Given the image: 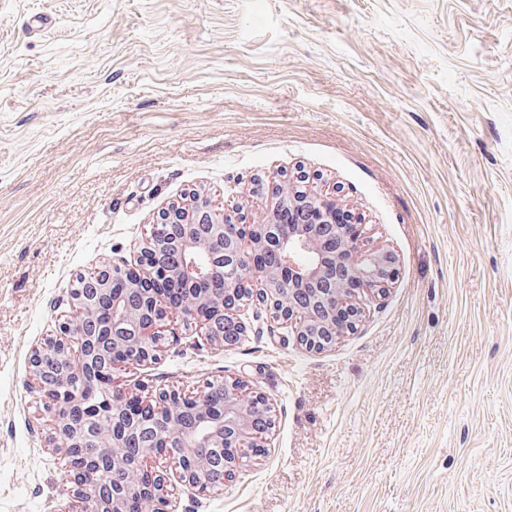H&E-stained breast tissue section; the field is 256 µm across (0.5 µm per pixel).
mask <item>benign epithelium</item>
<instances>
[{"label":"benign epithelium","mask_w":512,"mask_h":512,"mask_svg":"<svg viewBox=\"0 0 512 512\" xmlns=\"http://www.w3.org/2000/svg\"><path fill=\"white\" fill-rule=\"evenodd\" d=\"M250 193L266 198V213L258 224L247 222L240 212L217 208L198 192L169 203L158 212L134 263L105 266L77 279L70 298L80 316L62 323L59 335L31 352L34 391L56 416V449L67 459L76 512H129L132 490L148 496L151 512H167L170 466L182 483L206 496L212 491L211 464H221L224 477L231 478L243 463L267 454L275 428L271 404L265 396L247 392L240 379L221 383L224 407L219 410L211 401L213 382L191 395L172 384L130 396L128 406L112 413L111 438L101 437L107 410L122 397L113 386L116 366L154 359L173 317L226 348L246 333L240 307L255 303L290 324L298 343L317 352L355 325L360 316L357 291L379 294L395 280L392 252L364 248L359 224L336 223V210L344 204L335 194L307 178L267 184L257 180ZM287 209L303 212L308 223H278ZM162 224L173 229L174 243L159 233ZM301 249L316 252V261L298 263L295 254ZM270 253L277 256V265L253 262ZM201 254L207 256L204 265L193 260ZM128 270L134 277L127 288L113 290V281ZM212 275L224 278L219 299L195 288ZM229 325L237 330L232 341L224 339ZM76 381L91 383L98 398L76 389ZM185 411L193 414L196 427L172 434L169 427ZM146 431L153 440L143 444L133 467L126 447ZM201 441L211 449L209 460L192 454ZM149 458L155 460L146 469L150 485L119 481L143 469Z\"/></svg>","instance_id":"7a95c632"}]
</instances>
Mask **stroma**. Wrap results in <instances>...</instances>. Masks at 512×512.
I'll list each match as a JSON object with an SVG mask.
<instances>
[{"label": "stroma", "mask_w": 512, "mask_h": 512, "mask_svg": "<svg viewBox=\"0 0 512 512\" xmlns=\"http://www.w3.org/2000/svg\"><path fill=\"white\" fill-rule=\"evenodd\" d=\"M300 175L396 280L321 352L248 304L237 345L115 371L272 405L268 454L167 512H512V0H0V512L69 500L28 357L78 275L186 192L258 222L252 179Z\"/></svg>", "instance_id": "obj_1"}]
</instances>
